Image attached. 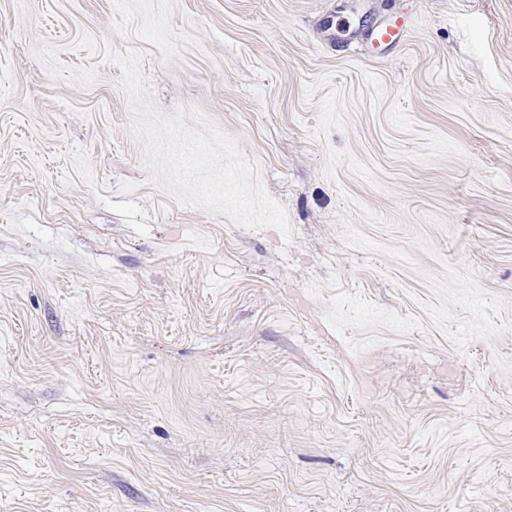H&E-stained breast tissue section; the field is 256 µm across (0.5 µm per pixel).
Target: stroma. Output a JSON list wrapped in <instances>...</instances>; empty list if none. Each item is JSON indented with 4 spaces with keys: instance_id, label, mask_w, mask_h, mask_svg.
Listing matches in <instances>:
<instances>
[{
    "instance_id": "stroma-1",
    "label": "stroma",
    "mask_w": 512,
    "mask_h": 512,
    "mask_svg": "<svg viewBox=\"0 0 512 512\" xmlns=\"http://www.w3.org/2000/svg\"><path fill=\"white\" fill-rule=\"evenodd\" d=\"M108 46L291 238L150 183ZM0 512H512V0H0ZM410 26L407 15H402L395 23L379 22L370 28L367 37L373 44H383L393 47L401 43Z\"/></svg>"
}]
</instances>
